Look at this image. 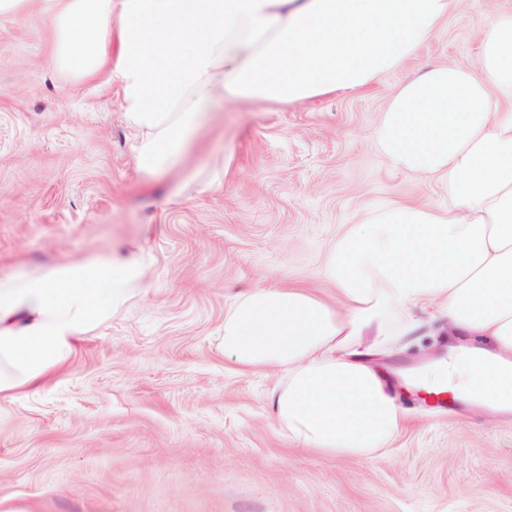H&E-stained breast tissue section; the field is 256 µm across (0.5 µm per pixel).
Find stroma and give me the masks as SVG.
<instances>
[{
  "label": "stroma",
  "mask_w": 512,
  "mask_h": 512,
  "mask_svg": "<svg viewBox=\"0 0 512 512\" xmlns=\"http://www.w3.org/2000/svg\"><path fill=\"white\" fill-rule=\"evenodd\" d=\"M512 0H456L436 34L361 95L225 101L182 162L138 168L117 92L50 64L48 10L0 16V276L108 252L143 289L34 393L0 395V512H512V419L437 410L404 382L440 356L446 321L386 351L406 420L383 455L326 458L281 433L275 382L224 353V313L258 287L321 276L327 244L392 200L448 186L390 168L368 134L387 96L468 64ZM222 179H214L216 170Z\"/></svg>",
  "instance_id": "1"
}]
</instances>
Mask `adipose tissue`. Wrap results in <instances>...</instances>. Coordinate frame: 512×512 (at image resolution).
<instances>
[{
	"label": "adipose tissue",
	"mask_w": 512,
	"mask_h": 512,
	"mask_svg": "<svg viewBox=\"0 0 512 512\" xmlns=\"http://www.w3.org/2000/svg\"><path fill=\"white\" fill-rule=\"evenodd\" d=\"M455 0H48L52 58L75 80L116 82L135 154L166 171L224 100L285 106L353 94L398 69ZM473 64L434 65L387 99L373 141L394 169L448 186L446 207L391 202L327 248L338 313L302 288H256L224 314V352L278 381L269 410L290 442L375 458L403 411L369 359L439 302L447 360L426 393L512 402V12L483 28ZM133 259L91 256L0 276V394L37 387L76 343L142 290Z\"/></svg>",
	"instance_id": "adipose-tissue-1"
}]
</instances>
